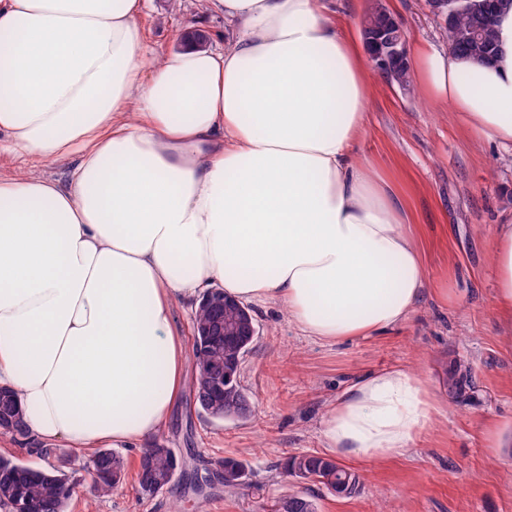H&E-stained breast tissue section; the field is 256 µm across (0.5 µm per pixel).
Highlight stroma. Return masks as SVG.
<instances>
[{
  "label": "stroma",
  "mask_w": 512,
  "mask_h": 512,
  "mask_svg": "<svg viewBox=\"0 0 512 512\" xmlns=\"http://www.w3.org/2000/svg\"><path fill=\"white\" fill-rule=\"evenodd\" d=\"M382 4L401 22L410 44L441 43V19L427 0H332L333 19L351 36ZM156 52L179 47L184 29L224 40V17L199 0H146L141 19ZM359 161L376 163L404 187L423 248L429 293L408 320L378 336L321 341L301 336L283 307L252 308L257 336L246 356L241 385L253 413L215 420L196 411L190 394L169 417L155 444L193 449L196 464L222 472V460L243 461L249 485L239 493L216 484L206 512H263L284 496L316 495L318 512H512V328L495 306L493 251L498 224L512 218V149L474 139L453 113L421 94L380 81L368 106ZM471 372L465 397L448 391V370ZM393 366L422 374L441 414L404 457L381 463L352 461L361 488L341 497L285 477L288 457L323 453L321 420L327 405L361 376ZM504 445L491 447L492 437ZM122 486L99 496L87 468L90 454L57 444L47 459L74 486L67 512H195L196 492L175 479L155 495L138 492L140 451H121Z\"/></svg>",
  "instance_id": "stroma-1"
}]
</instances>
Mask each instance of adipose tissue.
I'll return each mask as SVG.
<instances>
[{"instance_id":"1","label":"adipose tissue","mask_w":512,"mask_h":512,"mask_svg":"<svg viewBox=\"0 0 512 512\" xmlns=\"http://www.w3.org/2000/svg\"><path fill=\"white\" fill-rule=\"evenodd\" d=\"M145 0H0V151L72 162L67 181L0 173V386L39 442L145 448L188 386L176 308L218 288L275 303L307 337L375 336L427 292L398 184L355 146L376 80L326 0H205L220 50L152 55ZM481 64L415 47L417 89L512 145V5ZM496 301L512 325V222ZM437 413L422 376L356 379L325 448L405 456Z\"/></svg>"}]
</instances>
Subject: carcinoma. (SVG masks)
I'll list each match as a JSON object with an SVG mask.
<instances>
[{
    "label": "carcinoma",
    "mask_w": 512,
    "mask_h": 512,
    "mask_svg": "<svg viewBox=\"0 0 512 512\" xmlns=\"http://www.w3.org/2000/svg\"><path fill=\"white\" fill-rule=\"evenodd\" d=\"M503 0H469L467 7L457 11L451 25L443 27V38L452 52L488 63L496 56L498 48L494 21L502 8ZM393 83H404L403 90L414 93V81L407 61L392 72ZM252 344L243 340L238 345L224 344L222 336H192V363L198 366L209 360L216 349L233 362L239 353ZM224 399V413L218 420L245 419L251 415V404L236 374L229 373ZM0 434L7 435L24 445H33L22 420L16 395L7 388H0ZM190 456H181L173 448H149L140 455L137 483L142 494L152 496L170 484L180 472L179 462L189 464ZM224 465V490L232 492L248 483L247 465L238 460L226 459ZM124 458L110 449H99L92 455V480L99 495H106L116 488L125 476ZM285 474L301 482L321 485L329 493L350 496L358 491L359 476L336 461L315 455L294 456L285 465ZM74 493L67 475L60 469H42L17 458L0 455V512H66Z\"/></svg>",
    "instance_id": "obj_1"
}]
</instances>
